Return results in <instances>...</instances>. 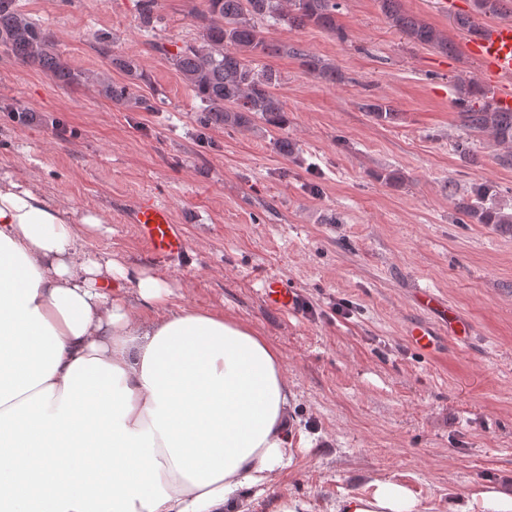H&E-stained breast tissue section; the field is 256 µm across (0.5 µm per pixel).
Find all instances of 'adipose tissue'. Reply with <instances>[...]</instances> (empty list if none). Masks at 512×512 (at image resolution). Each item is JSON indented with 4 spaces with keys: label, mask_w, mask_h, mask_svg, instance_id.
I'll list each match as a JSON object with an SVG mask.
<instances>
[{
    "label": "adipose tissue",
    "mask_w": 512,
    "mask_h": 512,
    "mask_svg": "<svg viewBox=\"0 0 512 512\" xmlns=\"http://www.w3.org/2000/svg\"><path fill=\"white\" fill-rule=\"evenodd\" d=\"M100 222L0 176V512H250L292 463L280 351L90 253ZM415 507L376 481L336 512Z\"/></svg>",
    "instance_id": "1"
}]
</instances>
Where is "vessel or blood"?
I'll return each mask as SVG.
<instances>
[{"label":"vessel or blood","mask_w":512,"mask_h":512,"mask_svg":"<svg viewBox=\"0 0 512 512\" xmlns=\"http://www.w3.org/2000/svg\"><path fill=\"white\" fill-rule=\"evenodd\" d=\"M468 51L480 64L483 79L492 88L499 110H512V22L503 21L486 25L479 35L468 43ZM134 224L146 249L155 257L169 260L180 257L186 248L181 225L176 224L171 213L147 196L139 197L126 215ZM268 303L278 309L292 311L296 308L297 294L278 279L264 283ZM421 306L437 314L450 338H460L466 331L464 319L448 308L443 299L433 295L420 298Z\"/></svg>","instance_id":"obj_1"}]
</instances>
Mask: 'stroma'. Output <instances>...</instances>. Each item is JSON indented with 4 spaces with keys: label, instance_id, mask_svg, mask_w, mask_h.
<instances>
[{
    "label": "stroma",
    "instance_id": "1",
    "mask_svg": "<svg viewBox=\"0 0 512 512\" xmlns=\"http://www.w3.org/2000/svg\"><path fill=\"white\" fill-rule=\"evenodd\" d=\"M456 2L401 0L456 44L448 55L409 43L380 0H340L342 40L264 21L268 40L302 46L342 78L264 57L281 77L284 121L239 128L202 125V102L152 47L198 39L199 0H159L153 37L137 0H19L76 70L126 82L100 53L111 41L148 75L138 94L164 102L154 112L117 105L95 84L62 87L0 53V174L35 182L76 214L97 213L91 252L163 272L175 303L240 319L282 354L296 446L277 494L257 498L254 512H275L280 494L331 512L376 480L407 488L418 512H453L490 489L512 494V231L458 223L455 209L489 186L512 213V166L486 137L469 154L455 148V86L482 77L454 23L474 0ZM373 99L399 121H373L362 109ZM17 111L31 121H15ZM143 195L183 225L181 259L146 252L125 223ZM270 278L313 312L271 309ZM423 290L466 317L467 338L441 334L426 349L410 340Z\"/></svg>",
    "mask_w": 512,
    "mask_h": 512
}]
</instances>
